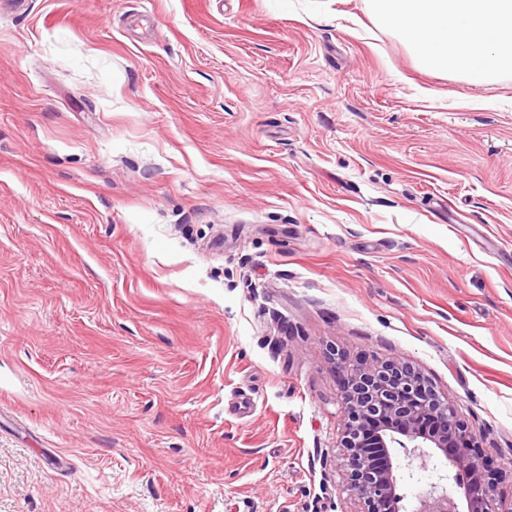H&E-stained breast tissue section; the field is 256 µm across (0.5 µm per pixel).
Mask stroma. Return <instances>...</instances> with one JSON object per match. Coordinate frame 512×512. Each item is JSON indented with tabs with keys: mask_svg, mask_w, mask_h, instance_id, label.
I'll use <instances>...</instances> for the list:
<instances>
[{
	"mask_svg": "<svg viewBox=\"0 0 512 512\" xmlns=\"http://www.w3.org/2000/svg\"><path fill=\"white\" fill-rule=\"evenodd\" d=\"M332 347L512 500V74L370 0H0V512H352Z\"/></svg>",
	"mask_w": 512,
	"mask_h": 512,
	"instance_id": "obj_1",
	"label": "stroma"
}]
</instances>
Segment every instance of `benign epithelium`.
<instances>
[{
    "mask_svg": "<svg viewBox=\"0 0 512 512\" xmlns=\"http://www.w3.org/2000/svg\"><path fill=\"white\" fill-rule=\"evenodd\" d=\"M340 384L342 433L336 466L357 512H461L447 486L436 482L407 509L399 493L392 448H403L410 460L439 451L448 470L467 471V512H512L498 498L482 469L476 438L419 368L400 360L352 362L329 350ZM425 422L432 428L424 430Z\"/></svg>",
    "mask_w": 512,
    "mask_h": 512,
    "instance_id": "1",
    "label": "benign epithelium"
}]
</instances>
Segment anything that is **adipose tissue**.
<instances>
[{"mask_svg":"<svg viewBox=\"0 0 512 512\" xmlns=\"http://www.w3.org/2000/svg\"><path fill=\"white\" fill-rule=\"evenodd\" d=\"M427 69L483 84L512 73V0H372Z\"/></svg>","mask_w":512,"mask_h":512,"instance_id":"obj_1","label":"adipose tissue"}]
</instances>
